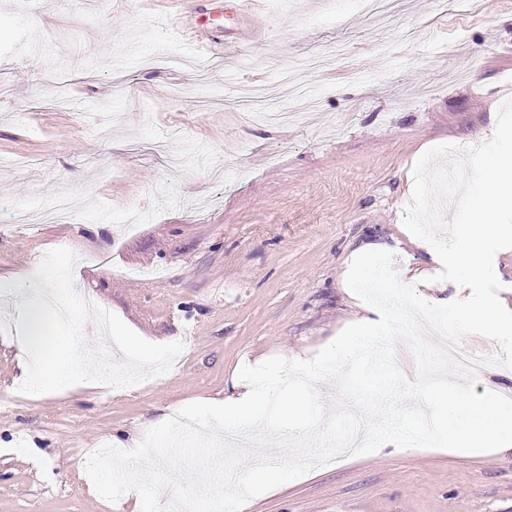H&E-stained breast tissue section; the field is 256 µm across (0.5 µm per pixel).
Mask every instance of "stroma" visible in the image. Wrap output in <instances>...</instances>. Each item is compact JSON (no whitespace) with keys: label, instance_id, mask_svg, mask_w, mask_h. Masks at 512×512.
<instances>
[{"label":"stroma","instance_id":"35a3bbf8","mask_svg":"<svg viewBox=\"0 0 512 512\" xmlns=\"http://www.w3.org/2000/svg\"><path fill=\"white\" fill-rule=\"evenodd\" d=\"M193 25L233 40L231 0H184ZM165 0H0V512H138L102 498L93 449L144 437L183 406L234 391L243 365L312 358L362 316L346 284L362 245L429 302L439 268L401 243L412 168L439 144L488 137L512 98V0H400L382 17L350 0H262L236 83L286 111L294 70L307 126L248 122L232 86L203 92L193 50L169 35ZM328 58V66L311 63ZM57 73L68 108L44 83ZM235 83V84H236ZM79 211L48 224L57 195ZM78 256L75 288L138 335L175 337L172 368L135 386L19 393L12 315L48 250ZM242 512H512V451L379 448L248 500Z\"/></svg>","mask_w":512,"mask_h":512}]
</instances>
